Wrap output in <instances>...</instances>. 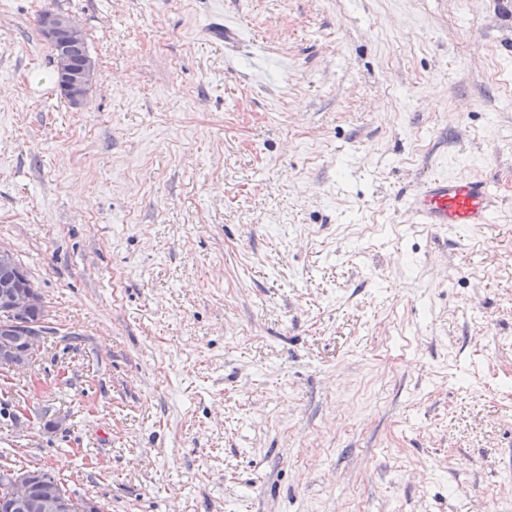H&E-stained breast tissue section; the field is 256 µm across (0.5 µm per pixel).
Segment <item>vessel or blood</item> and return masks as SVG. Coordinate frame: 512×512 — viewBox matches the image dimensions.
I'll return each instance as SVG.
<instances>
[{
  "label": "vessel or blood",
  "instance_id": "vessel-or-blood-1",
  "mask_svg": "<svg viewBox=\"0 0 512 512\" xmlns=\"http://www.w3.org/2000/svg\"><path fill=\"white\" fill-rule=\"evenodd\" d=\"M417 223L435 226H478L500 210L495 186L486 179L438 176L425 182L406 203Z\"/></svg>",
  "mask_w": 512,
  "mask_h": 512
}]
</instances>
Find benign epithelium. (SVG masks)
Masks as SVG:
<instances>
[{
  "mask_svg": "<svg viewBox=\"0 0 512 512\" xmlns=\"http://www.w3.org/2000/svg\"><path fill=\"white\" fill-rule=\"evenodd\" d=\"M40 29L57 52V89L74 107L84 104L89 90L93 61L81 51L83 33L67 15L46 12L40 18ZM43 306L34 284L17 289L0 287V368L23 372L29 369L40 348L42 336L31 313ZM0 481L10 490V497L20 512H100V504L92 499L78 500L58 488L50 474L41 468L7 471ZM41 488V495L32 499V487Z\"/></svg>",
  "mask_w": 512,
  "mask_h": 512,
  "instance_id": "obj_1",
  "label": "benign epithelium"
}]
</instances>
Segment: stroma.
Wrapping results in <instances>:
<instances>
[{"label":"stroma","mask_w":512,"mask_h":512,"mask_svg":"<svg viewBox=\"0 0 512 512\" xmlns=\"http://www.w3.org/2000/svg\"><path fill=\"white\" fill-rule=\"evenodd\" d=\"M448 175L501 214L412 223ZM0 247L51 326L0 465L106 512H512L503 0H0ZM40 29L57 52V89L74 107L84 104L89 90L90 71L95 67L87 57L83 33L75 22L62 13L46 12L40 18Z\"/></svg>","instance_id":"1"}]
</instances>
